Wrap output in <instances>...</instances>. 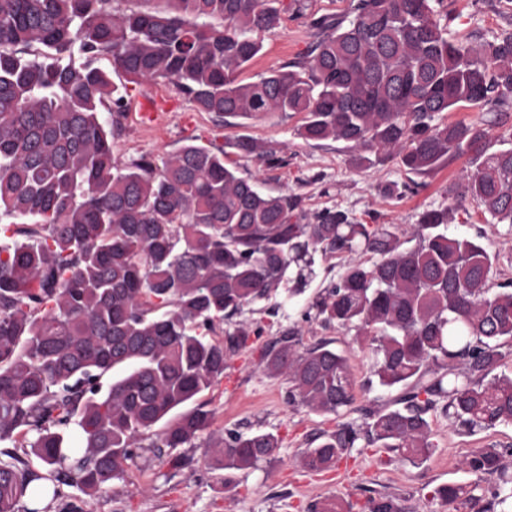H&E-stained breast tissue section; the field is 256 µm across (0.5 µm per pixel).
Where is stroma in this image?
I'll list each match as a JSON object with an SVG mask.
<instances>
[{
  "label": "stroma",
  "instance_id": "35a3bbf8",
  "mask_svg": "<svg viewBox=\"0 0 512 512\" xmlns=\"http://www.w3.org/2000/svg\"><path fill=\"white\" fill-rule=\"evenodd\" d=\"M287 11L277 27L263 36V49L240 79L258 80L261 74L303 53L313 40L310 22L321 15H342L350 0H283ZM441 13L450 14L448 35L480 44L512 32V0H443ZM157 107V119L142 123L140 112L148 104ZM300 115L277 112L247 119L223 121L200 111L174 84L161 82L129 90L125 130L115 140L113 153L121 161L142 154L165 157L187 144L225 149L224 161L244 178L257 179L263 191L300 196L302 208L314 213L325 208L341 209L394 232L408 241L420 214L431 208L453 206L458 189V171L468 165L461 156L450 165L424 176L417 193L403 198L390 196L389 184L408 181L409 174L396 162L374 166L356 165L344 142H304L294 129ZM248 136L281 148L288 157L282 168H268L258 158L229 149L235 138ZM449 233L481 237L497 253L492 284L512 279V224H494L480 208L466 204L453 213ZM346 258L315 254L313 274L300 294L288 296L285 289L244 307L238 319L224 322V329L245 322L263 329L249 350L235 357L222 377L202 396L214 420L186 455L192 463L175 470L166 458L145 451L137 466L113 480L106 491L79 496L75 487L62 485L47 512H60L62 502L79 498L83 512H307L309 505L330 496L362 508L367 490L393 497L403 512H448L447 505L433 499L435 488L448 484L474 487L484 493L488 484L467 470L463 461L475 449L512 445V424H501L472 434L457 432L441 411L429 413L433 448L422 463L413 464L382 448H356L349 458L321 472L304 469L299 459L310 439L334 431L339 422L360 420L361 408L384 409L395 391L369 386L372 354L359 347L353 332L327 325L317 318L313 301L324 294L343 273ZM297 329L304 346L322 341L348 356L355 384V406L340 415L316 413L287 402L288 381L283 376L258 371L263 344L279 339L288 329ZM263 431L274 434L279 448L274 458L237 471L232 484H225L224 471L216 461L215 448L225 430Z\"/></svg>",
  "mask_w": 512,
  "mask_h": 512
}]
</instances>
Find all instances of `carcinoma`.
Listing matches in <instances>:
<instances>
[{"label":"carcinoma","instance_id":"cac0c4a2","mask_svg":"<svg viewBox=\"0 0 512 512\" xmlns=\"http://www.w3.org/2000/svg\"><path fill=\"white\" fill-rule=\"evenodd\" d=\"M0 0V512L39 476L93 497L144 447L162 455L198 439L213 412L197 402L233 357L260 336L216 326L290 281L313 254L350 256L313 308L355 331L371 373L397 407L362 408L311 440V471L376 446L411 462L427 457L428 413L473 433L512 423V374L496 373L512 344V281L491 286L494 257L477 239L448 234L445 207L421 213L402 247L349 213L307 215L300 200L262 192L224 163V150L186 145L160 160L112 153L126 94L96 66L107 57L127 82L170 80L220 118L301 114L296 135L343 141L358 164L400 163L428 175L470 155L456 207L468 200L494 224H512V147L491 150L500 116L443 120L459 107L512 101V33L475 47L448 39L443 0H354L351 17L311 21L308 52L256 82L239 73L275 28L281 0ZM221 20V25L210 23ZM232 147L269 167L281 150L250 138ZM375 261H357L363 253ZM116 368L124 375L103 387ZM260 370L288 378V403L340 414L354 403L348 360L288 330L261 350ZM189 402L192 408L171 417ZM148 444H143V441ZM269 432L225 431L218 463L244 470L274 457ZM512 448H479L463 466L491 483L487 499L461 485L434 497L455 512H512ZM366 512H401L383 494ZM308 512H352L328 497Z\"/></svg>","mask_w":512,"mask_h":512}]
</instances>
